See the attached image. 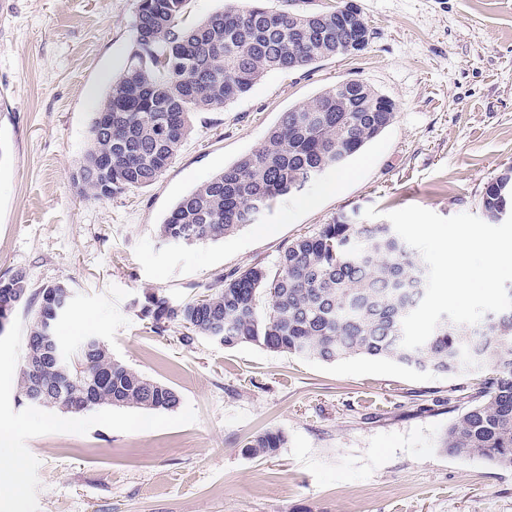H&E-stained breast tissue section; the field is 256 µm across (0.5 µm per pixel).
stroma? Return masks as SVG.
Listing matches in <instances>:
<instances>
[{"mask_svg": "<svg viewBox=\"0 0 512 512\" xmlns=\"http://www.w3.org/2000/svg\"><path fill=\"white\" fill-rule=\"evenodd\" d=\"M369 46L269 73L194 133L154 185L99 200L72 180L91 119L125 67L137 0H0V278L31 292L71 287L70 345L104 341L114 358L174 388L178 407L102 406L71 416L32 408L0 386V424L21 422L7 451L24 459L0 512H512V470L440 446L479 373L417 372L350 357L324 363L242 344L224 347L170 324L155 333L146 295L201 297L215 275L275 267L284 249L342 213L416 205L481 215L492 178L512 167V0H356ZM359 79L396 105L393 124L219 242L173 244L156 232L175 203L254 152L282 112ZM31 318L0 332V361L20 370ZM272 456L243 446L266 430ZM284 437L281 432L275 430L265 431L243 446L244 454L251 458H263L272 455L284 444Z\"/></svg>", "mask_w": 512, "mask_h": 512, "instance_id": "obj_1", "label": "stroma"}]
</instances>
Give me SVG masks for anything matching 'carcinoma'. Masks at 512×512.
Segmentation results:
<instances>
[{
  "instance_id": "cac0c4a2",
  "label": "carcinoma",
  "mask_w": 512,
  "mask_h": 512,
  "mask_svg": "<svg viewBox=\"0 0 512 512\" xmlns=\"http://www.w3.org/2000/svg\"><path fill=\"white\" fill-rule=\"evenodd\" d=\"M188 0H138L124 69L92 119L72 175L84 195L101 199L155 184L194 133L198 112L224 110L269 72H290L346 52L351 34L338 22L345 2L314 10L311 0H244L185 27ZM345 82L281 113L261 145L182 196L158 225L167 242H216L252 224L280 196L299 191L329 167H341L394 121L390 99L346 97ZM482 209L492 222L512 212V167L491 179ZM427 266L388 224L337 216L292 242L276 268L252 266L213 279L199 299L175 304L150 294L142 307L155 332L176 322L187 343L197 336L225 347L254 344L321 362L353 355L442 374L477 371L484 379L469 407L441 439L448 454L512 469V310L475 325L441 321L417 349L402 347V321L422 301ZM33 307L19 400L46 393L54 408L173 410L177 391L112 356L89 336L72 350L57 335L71 291L58 282L32 294L26 274L0 279V333L21 305ZM284 436L265 431L243 446L272 455Z\"/></svg>"
}]
</instances>
